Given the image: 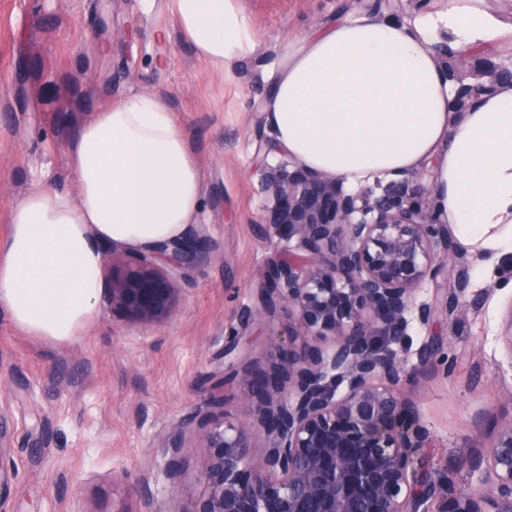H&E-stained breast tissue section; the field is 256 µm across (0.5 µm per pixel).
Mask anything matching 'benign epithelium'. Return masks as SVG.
I'll return each instance as SVG.
<instances>
[{"instance_id":"benign-epithelium-1","label":"benign epithelium","mask_w":512,"mask_h":512,"mask_svg":"<svg viewBox=\"0 0 512 512\" xmlns=\"http://www.w3.org/2000/svg\"><path fill=\"white\" fill-rule=\"evenodd\" d=\"M451 78L454 109L465 112L512 86V56L480 76L459 69ZM264 182L265 236L282 251L264 271L246 326H268L285 312L321 348L281 361L272 379L254 375L232 341L212 377L242 383L236 413L207 414L191 432L178 425L162 438L160 491L179 480L177 461L192 435L214 452L201 469L204 496L188 512H512L511 394L475 458L478 489L458 493L447 473L418 462L430 433L405 386L429 363L448 371V357L429 341L411 349L409 326L483 301L468 294V269L436 206L405 180L348 191L297 160L270 168ZM212 257L200 233L173 247L114 250L107 300L146 333L178 308L179 281ZM425 283L446 294L416 302ZM499 339L512 365V303Z\"/></svg>"}]
</instances>
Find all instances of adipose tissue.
Listing matches in <instances>:
<instances>
[{
	"label": "adipose tissue",
	"instance_id": "adipose-tissue-1",
	"mask_svg": "<svg viewBox=\"0 0 512 512\" xmlns=\"http://www.w3.org/2000/svg\"><path fill=\"white\" fill-rule=\"evenodd\" d=\"M197 57L230 68L257 35L238 0H169ZM452 50L512 51V14L485 0H441L413 22L357 12L291 41L265 105L277 145L351 186L436 162V206L478 266L512 252V89L454 116L455 84L435 60ZM77 191L36 187L0 236V311L65 342L97 313L105 248L185 240L202 217L206 174L167 100L132 95L67 142Z\"/></svg>",
	"mask_w": 512,
	"mask_h": 512
}]
</instances>
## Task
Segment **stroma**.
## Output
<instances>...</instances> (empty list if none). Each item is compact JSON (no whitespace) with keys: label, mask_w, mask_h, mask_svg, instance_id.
I'll list each match as a JSON object with an SVG mask.
<instances>
[{"label":"stroma","mask_w":512,"mask_h":512,"mask_svg":"<svg viewBox=\"0 0 512 512\" xmlns=\"http://www.w3.org/2000/svg\"><path fill=\"white\" fill-rule=\"evenodd\" d=\"M257 33L256 50L223 72L201 61L157 0H0V235L11 208L37 186L75 192L66 144L79 123L129 95L165 96L206 171L198 226L214 248L184 286L174 314L148 336L124 327L107 303L67 342L31 336L0 314V446L13 471L0 487V512H139L153 486L155 448L177 423L233 413L239 381L212 387L215 357L243 313L257 303L268 260L261 174L276 164L253 132L289 41L362 6L410 20L386 0H239ZM483 306L412 327L413 344L446 348L450 373L412 381L418 417L433 435L421 458L455 488H477L472 462L488 444L512 393V367L498 340L512 302V256L470 278ZM209 451L184 449L183 477L156 499L157 512H184L201 497Z\"/></svg>","instance_id":"obj_1"}]
</instances>
